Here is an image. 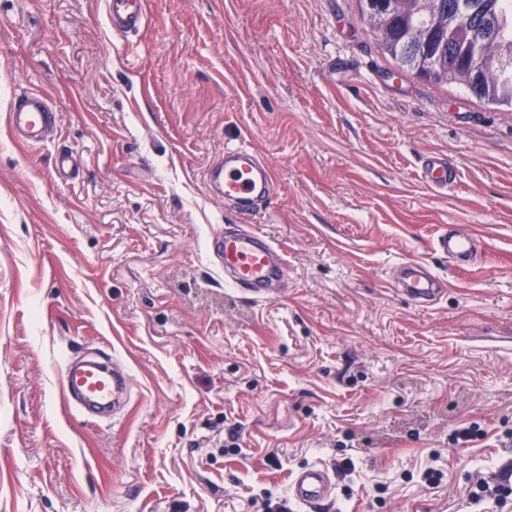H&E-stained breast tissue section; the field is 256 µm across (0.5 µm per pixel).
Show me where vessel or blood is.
<instances>
[{"mask_svg": "<svg viewBox=\"0 0 512 512\" xmlns=\"http://www.w3.org/2000/svg\"><path fill=\"white\" fill-rule=\"evenodd\" d=\"M106 15L112 31L138 33L148 19V0H106ZM6 123L12 141L30 146L52 136L58 116L45 94L24 90L12 98ZM53 167L56 177L68 180L78 174L80 160L73 152L61 151L55 155ZM419 177L430 188L444 190L454 183L456 173L447 158L428 155L421 160ZM204 182L209 194L223 200L235 217L209 245L214 262L224 271L225 282L255 300H276L285 295L286 261L280 249L253 226L255 217L276 193L268 163L250 147L228 145L223 156L206 170ZM480 246V240L466 232H441L431 243L435 253L461 271L474 262ZM447 285L445 278L430 272L425 278L412 280L404 293L417 304L429 305L441 298ZM126 385L125 376L106 363L71 361L63 369L61 397L75 412L102 418ZM334 489L331 470L309 465L292 474L288 498L298 512H320Z\"/></svg>", "mask_w": 512, "mask_h": 512, "instance_id": "obj_1", "label": "vessel or blood"}]
</instances>
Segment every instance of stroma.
Returning a JSON list of instances; mask_svg holds the SVG:
<instances>
[{
    "instance_id": "35a3bbf8",
    "label": "stroma",
    "mask_w": 512,
    "mask_h": 512,
    "mask_svg": "<svg viewBox=\"0 0 512 512\" xmlns=\"http://www.w3.org/2000/svg\"><path fill=\"white\" fill-rule=\"evenodd\" d=\"M47 94L53 144L0 122V512H268L336 475L331 512H488L512 467V112L400 70L359 0H0V119ZM246 142L277 191L255 226L288 292L228 288L203 175ZM82 159L57 181L55 149ZM457 179L435 191L422 156ZM464 226L460 272L430 247ZM409 259L448 292H397ZM131 381L108 420L59 398L72 357ZM434 479H426L427 469ZM148 0H107L106 15L112 31L128 35L138 33L148 19ZM334 473L321 465H309L295 471L288 485V498L297 511L314 512L331 499L335 489ZM470 498L478 505L490 501H492L496 507L501 509L510 505V510L496 511H511L512 485L497 484L490 486L488 483L478 482L471 491Z\"/></svg>"
}]
</instances>
